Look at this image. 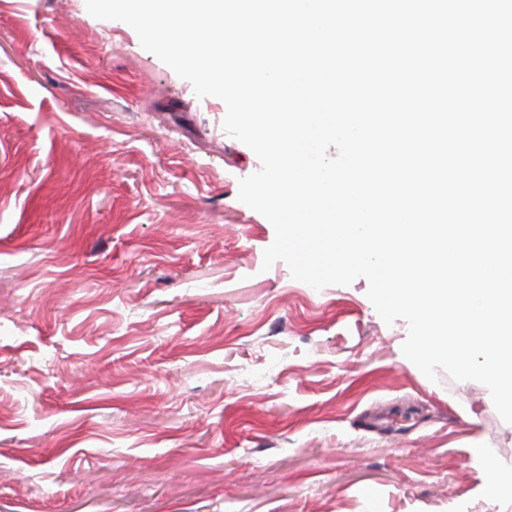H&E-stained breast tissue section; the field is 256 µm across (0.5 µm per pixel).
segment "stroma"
<instances>
[{"label": "stroma", "mask_w": 512, "mask_h": 512, "mask_svg": "<svg viewBox=\"0 0 512 512\" xmlns=\"http://www.w3.org/2000/svg\"><path fill=\"white\" fill-rule=\"evenodd\" d=\"M225 115L85 0H0V512H512L484 385L365 278L263 269Z\"/></svg>", "instance_id": "stroma-1"}]
</instances>
